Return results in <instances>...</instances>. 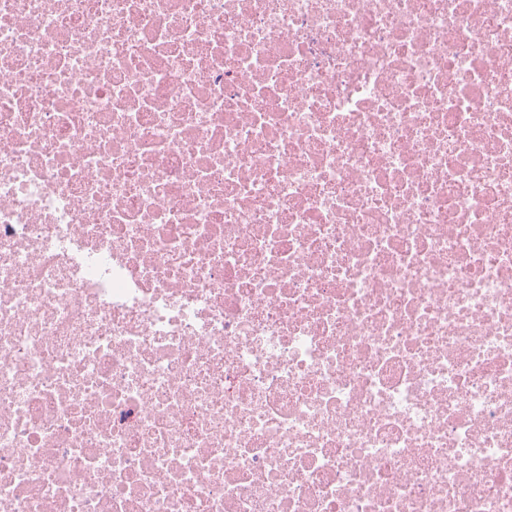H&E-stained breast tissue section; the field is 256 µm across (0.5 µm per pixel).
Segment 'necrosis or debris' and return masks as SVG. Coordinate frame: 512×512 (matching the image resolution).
<instances>
[{"instance_id": "4bbe7bcc", "label": "necrosis or debris", "mask_w": 512, "mask_h": 512, "mask_svg": "<svg viewBox=\"0 0 512 512\" xmlns=\"http://www.w3.org/2000/svg\"><path fill=\"white\" fill-rule=\"evenodd\" d=\"M0 512H512V0H0Z\"/></svg>"}]
</instances>
